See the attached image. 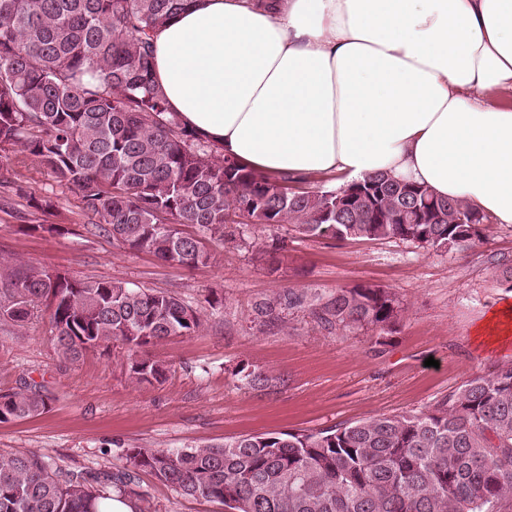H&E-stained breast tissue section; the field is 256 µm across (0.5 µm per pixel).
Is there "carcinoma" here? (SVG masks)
<instances>
[{"instance_id": "1", "label": "carcinoma", "mask_w": 512, "mask_h": 512, "mask_svg": "<svg viewBox=\"0 0 512 512\" xmlns=\"http://www.w3.org/2000/svg\"><path fill=\"white\" fill-rule=\"evenodd\" d=\"M191 0H0V151L35 158L74 186L98 232L164 263L193 268L230 224H292L313 238L400 239L423 248L470 247L488 216L387 172L361 180L394 208L365 201L336 211V190L288 191L222 154L168 110L153 75V39ZM45 306L58 355L119 341L137 352L204 328L176 296L112 280L51 276L0 260V330ZM402 308L378 286L338 288L315 312L336 329L393 327ZM141 357L129 378L159 381ZM25 385L0 393V422L48 410ZM103 475L52 467L40 454L0 452V512H99L112 495L136 501L149 472L178 494L233 512H512V364L469 381L432 408L378 415L311 432L245 435L178 450L127 448Z\"/></svg>"}]
</instances>
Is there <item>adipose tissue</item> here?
Returning <instances> with one entry per match:
<instances>
[{
	"instance_id": "obj_1",
	"label": "adipose tissue",
	"mask_w": 512,
	"mask_h": 512,
	"mask_svg": "<svg viewBox=\"0 0 512 512\" xmlns=\"http://www.w3.org/2000/svg\"><path fill=\"white\" fill-rule=\"evenodd\" d=\"M170 111L269 175L379 171L512 224V0H194L155 36Z\"/></svg>"
}]
</instances>
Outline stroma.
<instances>
[{
	"mask_svg": "<svg viewBox=\"0 0 512 512\" xmlns=\"http://www.w3.org/2000/svg\"><path fill=\"white\" fill-rule=\"evenodd\" d=\"M8 169L19 178L0 187V258L169 292L198 308L206 328L143 349L168 371L138 386L121 343L76 361L60 357L44 310L24 327L0 331V391L28 382L50 398L46 413L0 423V451H35L73 471H110L134 446L188 448L419 411L512 362V337L475 334L492 311L512 303V286L493 275L498 259H512V227L488 222L476 246L435 251L400 239L339 241L287 224H243L234 242L206 240L215 262L186 268L87 233L77 190L38 162L10 154L0 159V172ZM35 198L51 200V209L31 207ZM357 285L395 293L402 315L391 332L336 331L316 319L317 296ZM292 292L303 305L288 306ZM273 299L275 313L265 314ZM429 357L434 366H425ZM247 370L267 375L268 384L250 386ZM138 490L155 512H224L147 472L139 473Z\"/></svg>",
	"mask_w": 512,
	"mask_h": 512,
	"instance_id": "1",
	"label": "stroma"
}]
</instances>
